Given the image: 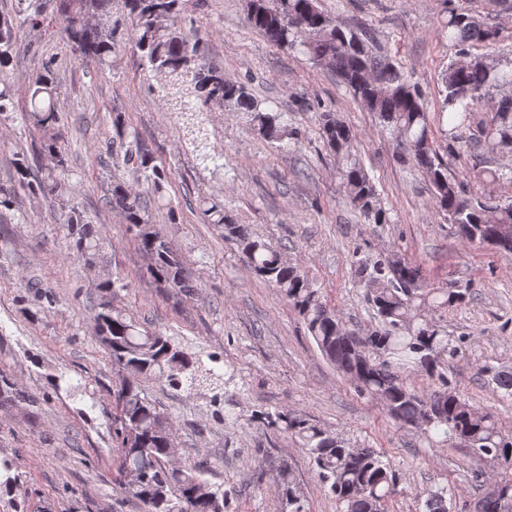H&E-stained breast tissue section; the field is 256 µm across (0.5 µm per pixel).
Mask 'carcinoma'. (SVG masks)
<instances>
[{
	"label": "carcinoma",
	"mask_w": 512,
	"mask_h": 512,
	"mask_svg": "<svg viewBox=\"0 0 512 512\" xmlns=\"http://www.w3.org/2000/svg\"><path fill=\"white\" fill-rule=\"evenodd\" d=\"M247 13L248 25L280 48H298L312 63L333 72L402 146L401 161L425 170L430 177L433 207L457 225L472 245H490L512 256V202L493 198L474 200L448 178L447 169L435 162L425 97L389 58L375 51L367 31L327 22L320 0H255ZM49 0H17V21L0 18V121L15 109L14 92L6 81L13 60L15 23L38 30L55 19L74 51L100 65L112 62L123 39V21L132 20L129 41L141 60L164 86V105L185 116L189 143L204 164L216 162L201 119L202 109L229 105L248 118L253 130L269 142L294 139L298 132L277 112H268L242 82L224 79V72L204 62L200 38L180 28V0H59L55 16ZM448 41L464 47L479 42L493 48L497 31L476 17L455 9L444 25ZM442 113L447 115L450 139L461 147H479L484 154L512 156V69L487 66L483 58L463 54L443 77ZM496 94L495 111L484 101ZM30 108L26 121L42 134L32 155L15 160L19 181L33 196L55 199L65 208L64 224L73 254L89 264L102 259L105 239L83 210L68 202L61 174L68 171L65 152L54 133L59 120L58 92L50 65L28 87ZM321 138L336 158L342 187L349 204L370 224H389L391 217L359 157L353 152L354 130L323 112ZM119 152L112 166L130 168L151 182L148 197L132 192L113 179L108 203L118 210L134 232L138 248L148 260L151 275L171 292L190 297L198 282L171 242L153 224L152 212L165 209L171 220L176 211L166 199L164 167L139 133L129 128L122 113H112ZM50 162L43 167L41 159ZM207 223L224 229L235 242L254 275L288 301L302 318L308 335L322 355L353 384L358 395L382 403L401 428L420 431L423 440L437 443L459 440L478 458L512 467V433L502 430L498 417L470 404L462 394L448 389L439 358L455 354L448 339L423 311H449L465 304L470 288H434L419 267L405 261L376 259L360 265V282L367 288L378 325L359 330L348 327L323 300L302 268L245 224H235L215 196L202 200ZM100 302L94 320L97 336L108 351L117 381L113 389L115 439L120 488L140 500L145 512H225L226 493L204 479L207 463L173 465L174 426L147 396L143 382L165 381L172 388L206 391L211 402L224 400V376L207 367L204 353L176 345L169 337L141 325L128 311L114 305V281L101 280ZM413 368L436 381L430 394L417 391L404 370ZM494 391L512 397V373L496 371ZM267 427L297 440L318 469L336 512H386L397 490V479L383 456L372 448L346 445L302 414L265 412ZM280 512H306L288 470H279ZM451 490L439 487L426 494L425 512H449ZM474 512H512V476L503 477L474 502Z\"/></svg>",
	"instance_id": "cac0c4a2"
}]
</instances>
